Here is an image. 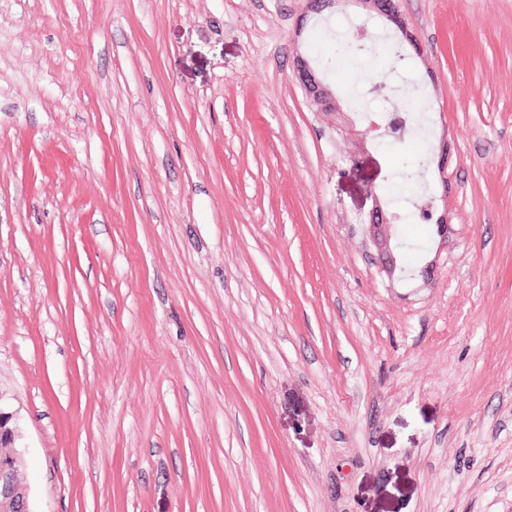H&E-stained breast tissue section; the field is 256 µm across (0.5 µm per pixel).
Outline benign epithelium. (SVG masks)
Segmentation results:
<instances>
[{
  "label": "benign epithelium",
  "instance_id": "benign-epithelium-1",
  "mask_svg": "<svg viewBox=\"0 0 512 512\" xmlns=\"http://www.w3.org/2000/svg\"><path fill=\"white\" fill-rule=\"evenodd\" d=\"M294 74L311 106L329 117L333 128L348 133L353 139L355 150L365 149L369 134L377 131L378 124L373 122L364 133H355L354 122L341 109L336 95L301 56L296 59ZM394 221L395 217L384 210L377 198L374 199V205L364 220L370 240L382 258V269L390 278L399 270L395 257L398 244L395 240ZM17 438L18 427L14 414L0 410V512H31L29 488L19 479L24 461L19 448L16 447Z\"/></svg>",
  "mask_w": 512,
  "mask_h": 512
}]
</instances>
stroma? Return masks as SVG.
<instances>
[{"instance_id":"35a3bbf8","label":"stroma","mask_w":512,"mask_h":512,"mask_svg":"<svg viewBox=\"0 0 512 512\" xmlns=\"http://www.w3.org/2000/svg\"><path fill=\"white\" fill-rule=\"evenodd\" d=\"M0 0V407L33 512H512V0ZM446 175H439L440 143ZM426 157L387 278L362 218ZM423 243L422 252L407 243ZM358 29L353 32V36L347 41H337L333 46V54L330 56H321L318 59V67L322 72L331 69L336 55L348 57H363L374 52L373 39L369 36L360 38L357 35ZM294 74L299 80L311 106L315 107L319 113L329 117L335 130L337 128L352 137L355 146L353 152L364 150L369 134L377 131L379 128L378 124L371 122L369 128L363 134L355 133V124L351 117L341 109L336 95L302 56L296 59ZM428 160L424 157L404 162L398 169V177L407 184L419 185L423 182L429 172Z\"/></svg>"}]
</instances>
